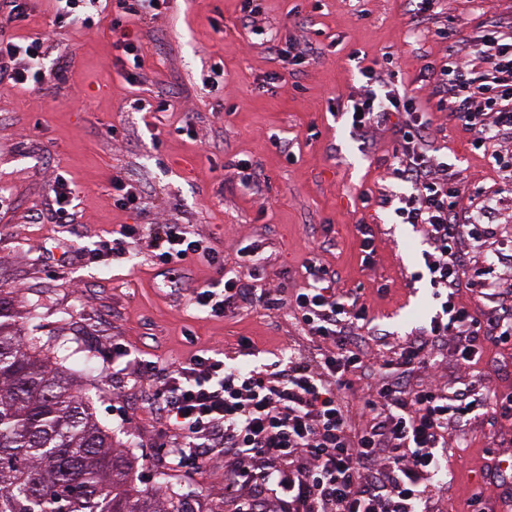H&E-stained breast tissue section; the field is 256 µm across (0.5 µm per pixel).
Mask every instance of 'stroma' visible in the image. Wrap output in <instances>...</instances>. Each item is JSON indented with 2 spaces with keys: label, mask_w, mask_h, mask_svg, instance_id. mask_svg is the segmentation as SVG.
I'll use <instances>...</instances> for the list:
<instances>
[{
  "label": "stroma",
  "mask_w": 512,
  "mask_h": 512,
  "mask_svg": "<svg viewBox=\"0 0 512 512\" xmlns=\"http://www.w3.org/2000/svg\"><path fill=\"white\" fill-rule=\"evenodd\" d=\"M22 10L0 23V35L46 37L48 66L62 77L42 91L0 92V293L15 308L37 305L28 328L47 347L60 341L92 355L94 373L76 371L80 393L93 400L97 420L114 445L133 461L131 479L141 489L182 495L188 512H234L223 482L206 472L172 468L173 439L148 400L147 385L112 373V344L158 364L196 351L255 344V363L312 352L290 310L244 308L235 316L202 318L189 304L196 288L218 279L219 268L189 260L179 276L162 273L142 243L129 258L101 265L81 259L106 231L121 224H185L224 253L235 267L237 251L261 245L264 261L253 285L279 284L285 294L305 287L309 258L336 271L341 288L360 295L373 320L361 334L385 333L372 345L378 360L390 346L413 336L434 302L419 270L423 244L411 225L394 224L388 209L363 207L379 194L386 160L395 148L380 128L368 145L339 116L362 78L356 57L392 58L398 88L417 96L424 66L439 62L446 46L412 33L403 0H264L257 24L274 38H251L240 22L242 0H170L165 13L143 29L146 63L136 84L124 78L122 51L104 29L75 28L54 19L51 0H20ZM433 25L464 15L472 26L512 23V0H436ZM296 40L312 47L310 61L275 58L273 46ZM223 62L216 83L201 74ZM154 110L141 114L135 99ZM434 142L453 153L465 175L492 189L512 191V180L470 149V135L446 114L434 123ZM250 160L256 182L226 181L225 164ZM142 191L141 211L112 204L113 176ZM73 188L77 224H35L47 212L57 177ZM374 231V264L364 267L357 227ZM434 371L449 389L491 381L512 393V342L488 346L461 371L437 356ZM449 488L435 512H468L475 485L494 512H512L503 496L511 479L479 483L487 458L512 459V417L488 411L465 436L448 442Z\"/></svg>",
  "instance_id": "1"
}]
</instances>
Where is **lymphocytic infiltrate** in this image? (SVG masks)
<instances>
[{
    "label": "lymphocytic infiltrate",
    "instance_id": "f902f5d3",
    "mask_svg": "<svg viewBox=\"0 0 512 512\" xmlns=\"http://www.w3.org/2000/svg\"><path fill=\"white\" fill-rule=\"evenodd\" d=\"M167 2L121 0L111 29L130 65L129 83L137 82L143 65L141 26ZM463 27L454 20L434 30L447 54L425 78V100L399 92L398 71L382 74L368 65L359 69L364 83L346 114L361 142L381 126L393 132L384 202L393 222L412 225L426 245L412 278L431 288L436 313L397 345L393 373L380 374L359 332L367 308L314 260L304 266L309 287L289 299L276 288L254 289L231 269L191 299L210 319L247 306L290 308L314 355L294 352L245 366L226 363L223 350L207 349L164 366L137 363L134 383H156L152 398L174 438V466L213 471L230 458L224 492L238 512H261L267 495L275 512H431L449 436L488 409L512 415V394L487 384L451 392L432 381L403 383L426 368L434 352L448 350L466 367L480 360L486 344L512 341V281L497 273L512 264V255L494 254L473 266L462 249L463 241L494 235L498 201L484 196L481 185L428 139L433 113H450L472 133L473 152L512 174V30L487 26L464 41ZM57 77L45 63L41 38L0 39V90L39 89ZM135 241L172 271L195 257L224 264L223 253L182 224L120 225L94 242L87 259L126 257ZM463 289L493 298V306L481 311L459 301Z\"/></svg>",
    "mask_w": 512,
    "mask_h": 512
}]
</instances>
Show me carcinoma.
<instances>
[{"label": "carcinoma", "mask_w": 512, "mask_h": 512, "mask_svg": "<svg viewBox=\"0 0 512 512\" xmlns=\"http://www.w3.org/2000/svg\"><path fill=\"white\" fill-rule=\"evenodd\" d=\"M0 296V512H187L174 494L132 487L127 454L76 389L65 362L22 333Z\"/></svg>", "instance_id": "cac0c4a2"}]
</instances>
